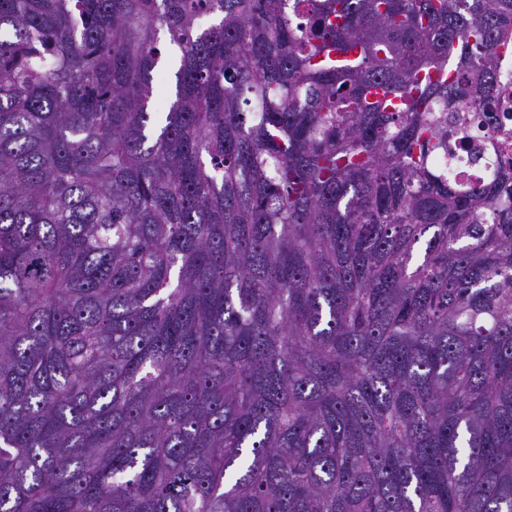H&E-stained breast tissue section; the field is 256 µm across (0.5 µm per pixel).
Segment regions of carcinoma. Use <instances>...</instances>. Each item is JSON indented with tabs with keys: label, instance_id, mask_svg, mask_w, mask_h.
Returning a JSON list of instances; mask_svg holds the SVG:
<instances>
[{
	"label": "carcinoma",
	"instance_id": "cac0c4a2",
	"mask_svg": "<svg viewBox=\"0 0 512 512\" xmlns=\"http://www.w3.org/2000/svg\"><path fill=\"white\" fill-rule=\"evenodd\" d=\"M511 43L512 0H0V512H512V160L430 162ZM180 64V55L177 49L169 46L167 52L162 56L155 71V83L163 85L169 82ZM484 145L485 137L482 133L469 137L459 150V161L451 174L462 179H490V173L483 168L477 157Z\"/></svg>",
	"mask_w": 512,
	"mask_h": 512
}]
</instances>
